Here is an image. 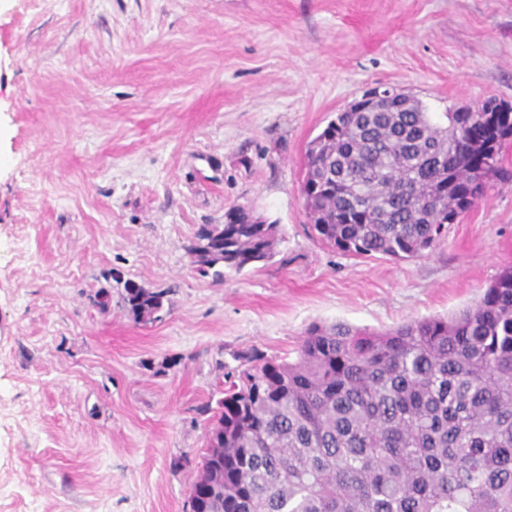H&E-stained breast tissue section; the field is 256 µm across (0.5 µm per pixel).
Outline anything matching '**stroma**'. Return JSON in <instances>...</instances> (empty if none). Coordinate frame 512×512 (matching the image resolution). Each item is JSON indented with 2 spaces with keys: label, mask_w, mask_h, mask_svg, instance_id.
Listing matches in <instances>:
<instances>
[{
  "label": "stroma",
  "mask_w": 512,
  "mask_h": 512,
  "mask_svg": "<svg viewBox=\"0 0 512 512\" xmlns=\"http://www.w3.org/2000/svg\"><path fill=\"white\" fill-rule=\"evenodd\" d=\"M380 84L512 106V0H0V512H185L173 463L239 355L446 316L512 266V180L420 257L312 230L306 149ZM233 207L279 242L218 280L189 248ZM126 280L166 291L160 321ZM122 299L129 314L138 323H152L161 319L166 291L145 288L136 282L123 283Z\"/></svg>",
  "instance_id": "obj_1"
}]
</instances>
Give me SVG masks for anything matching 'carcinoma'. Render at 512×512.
Instances as JSON below:
<instances>
[{"mask_svg":"<svg viewBox=\"0 0 512 512\" xmlns=\"http://www.w3.org/2000/svg\"><path fill=\"white\" fill-rule=\"evenodd\" d=\"M432 120L397 95L339 112L305 154L301 192L319 239L350 254L423 256L507 176L512 107ZM277 225L239 207L199 228V271L224 277L275 254ZM167 292L133 281L138 323L161 319ZM210 413L189 512H512V267L448 317L386 331L313 325L296 359L241 357Z\"/></svg>","mask_w":512,"mask_h":512,"instance_id":"cac0c4a2","label":"carcinoma"}]
</instances>
